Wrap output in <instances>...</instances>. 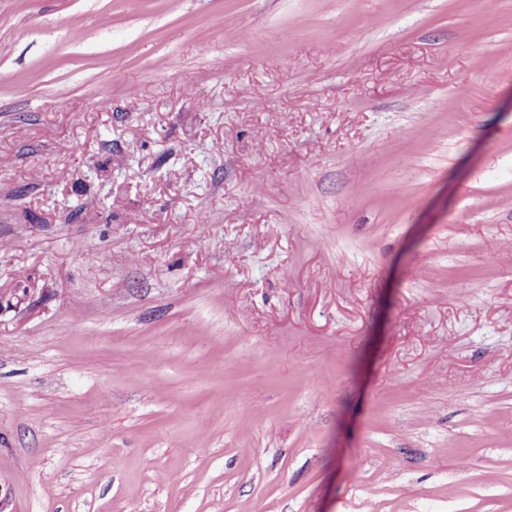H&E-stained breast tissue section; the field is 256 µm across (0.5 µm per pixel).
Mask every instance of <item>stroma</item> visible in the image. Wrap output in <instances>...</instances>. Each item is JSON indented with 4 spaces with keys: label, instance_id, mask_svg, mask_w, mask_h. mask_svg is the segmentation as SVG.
<instances>
[{
    "label": "stroma",
    "instance_id": "1",
    "mask_svg": "<svg viewBox=\"0 0 512 512\" xmlns=\"http://www.w3.org/2000/svg\"><path fill=\"white\" fill-rule=\"evenodd\" d=\"M0 512H512V0H0Z\"/></svg>",
    "mask_w": 512,
    "mask_h": 512
}]
</instances>
